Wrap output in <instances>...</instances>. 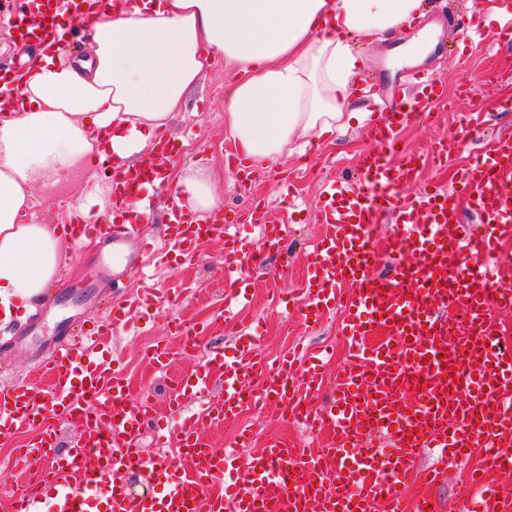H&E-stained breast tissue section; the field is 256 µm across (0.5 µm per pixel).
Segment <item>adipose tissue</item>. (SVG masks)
Listing matches in <instances>:
<instances>
[{
  "instance_id": "adipose-tissue-1",
  "label": "adipose tissue",
  "mask_w": 512,
  "mask_h": 512,
  "mask_svg": "<svg viewBox=\"0 0 512 512\" xmlns=\"http://www.w3.org/2000/svg\"><path fill=\"white\" fill-rule=\"evenodd\" d=\"M60 27H82L90 52L64 59L41 45L22 72L0 79V320L32 306L66 247L55 225L26 217L32 175L60 176L90 159L123 162L148 149L216 60L238 77L224 87V127L260 166L364 123L355 88L366 60L355 43L387 40L424 16L423 0H92ZM171 203L205 218L224 197L208 168L177 175Z\"/></svg>"
}]
</instances>
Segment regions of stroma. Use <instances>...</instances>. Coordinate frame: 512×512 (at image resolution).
<instances>
[{
    "label": "stroma",
    "instance_id": "35a3bbf8",
    "mask_svg": "<svg viewBox=\"0 0 512 512\" xmlns=\"http://www.w3.org/2000/svg\"><path fill=\"white\" fill-rule=\"evenodd\" d=\"M416 34V28L412 27L365 48L370 91L362 102L364 110H372L375 103L402 82L406 66H387L386 59L393 48L406 44ZM440 66L446 70L449 91H456L465 82L471 94L459 101L456 111L436 127L409 123L404 138L410 149L426 151L435 137L447 132L449 122L459 120L471 107L478 105L490 113L488 127L476 134L472 143L455 148L450 165L423 171L419 185L432 182L448 189L486 142L498 133H512V111L505 108L512 101V50L485 44L472 51L466 66L436 52L422 64L426 70ZM234 77L232 70L219 64L187 92L184 111L167 126L176 153L174 169L181 173L199 165L213 169L224 188L225 221H236L241 209L259 200L264 202L272 222L288 227L281 247L266 252L263 265L253 275V301L240 317L243 327L256 326L263 331V354L273 359L302 346H328L339 354L343 350L340 314H332L310 326L304 323L294 300L307 289L302 266L309 243L320 232L315 211L320 186L327 179L353 171L357 158L370 147L366 128L356 125L333 142L310 143L304 153L293 154L270 169L257 170L251 182L240 184L236 170L224 161L229 143L224 133V86ZM289 181L297 188V206L293 209L281 201L280 186ZM110 187L107 175L81 165L73 167L65 179L52 187L47 186L44 176H36L34 205L29 215L41 224L59 223L67 208L89 193H96L102 204H110ZM144 272L147 286L157 294L161 296L176 288L183 300L176 306L160 300L132 314L127 327L112 338V356L125 370L131 396L150 399L161 417L167 418L171 415L170 386L176 376L194 371L202 356L212 348H223L229 356L234 353V342L226 335L220 320L225 290L224 243L206 242L196 258L180 265L147 262ZM58 277L68 284L65 295L49 288L33 314L20 312L10 322H0V336L8 339L0 348V388L11 381L24 380L34 389H43L45 380L39 370L40 362L58 341L61 326L104 317L113 276L112 265L101 245L87 241L80 253L60 267ZM174 320L188 325H208V332L199 338L197 352L181 350L178 338L167 329L168 322ZM159 340L167 343L172 351L170 363L162 368L147 359L149 350ZM241 425L253 431V445L257 448L270 438L287 440L297 448L314 447L322 439L320 433L287 420L271 405L261 411L246 412L237 421L215 420L210 428L215 448L222 449L232 443ZM26 439L23 432L8 439L0 438V512H9L12 494L25 487L30 473L37 467L36 462L15 458L16 448L24 446Z\"/></svg>",
    "mask_w": 512,
    "mask_h": 512
}]
</instances>
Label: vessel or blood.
I'll list each match as a JSON object with an SVG mask.
<instances>
[{
	"instance_id": "vessel-or-blood-1",
	"label": "vessel or blood",
	"mask_w": 512,
	"mask_h": 512,
	"mask_svg": "<svg viewBox=\"0 0 512 512\" xmlns=\"http://www.w3.org/2000/svg\"><path fill=\"white\" fill-rule=\"evenodd\" d=\"M31 3L15 14L20 39L66 43L56 19L80 0ZM460 29L473 48L490 36L512 46V0L477 7ZM413 79L414 90L394 93L369 125L374 147L358 161L359 185L336 178L319 197L322 231L306 255L309 289L300 314L315 322L342 307L348 354L335 381L324 380V354L271 362L258 353L259 337L237 330L233 358L212 351L173 382L169 403L177 409L219 390L218 401L178 421L177 460L147 458L137 443L155 430L158 414L149 399L127 393L107 341L121 320L113 315L79 342L55 347L45 364L49 391L18 381L0 394V437L33 432L18 459L41 464L27 489L12 495L11 512H39L48 498L57 512H426L419 502L403 510L402 502L403 486L428 450L436 453L434 480L482 455L485 474L458 494L454 512H512V488L486 478L512 472V348L494 323L498 312L512 311V263L497 260L512 241V135L478 153L451 189L427 186L403 200L397 187L417 182L422 165L447 162L449 143L466 142L486 117L472 109L429 155L406 153L398 147L404 126L413 119L435 124L448 106L445 73ZM172 157L163 140L149 158L112 177L129 193L163 181ZM246 221L260 226L261 242L216 220L191 223L179 208L169 214L177 256L194 258L205 241L223 239L228 324L251 301L248 278L259 246L279 247L286 231L259 208ZM383 221L391 232L380 248L374 230ZM141 223L117 214L109 224H65L61 231L75 246L93 238L114 247L125 237L147 253L152 244L141 238ZM382 252L392 261L388 276L375 272ZM271 402L309 429L327 428L326 444L301 449L275 441L256 449L246 429L238 447L214 448L215 416L233 419ZM61 422L78 426L64 450L55 430ZM381 434L389 449L376 447ZM146 470L163 485L162 496L130 492L129 478Z\"/></svg>"
}]
</instances>
